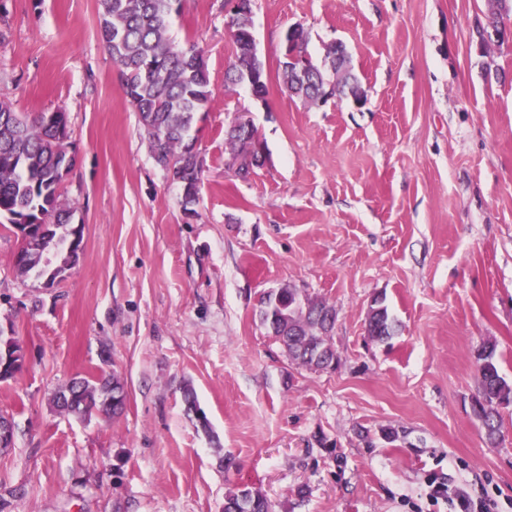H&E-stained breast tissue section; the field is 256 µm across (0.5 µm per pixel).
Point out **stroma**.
<instances>
[{
	"label": "stroma",
	"instance_id": "35a3bbf8",
	"mask_svg": "<svg viewBox=\"0 0 512 512\" xmlns=\"http://www.w3.org/2000/svg\"><path fill=\"white\" fill-rule=\"evenodd\" d=\"M223 4L182 0L172 19L212 89L188 214L119 88L97 0H0V96L68 115L62 191L84 225L50 288L20 279L0 227V329L25 354L0 382L15 424L0 512H222L245 488L275 512H448L431 479L512 512V406L495 445L472 412L483 342L512 382V39L479 52L485 0H254L259 101L224 86ZM295 24L314 59L345 46L365 104L282 92ZM241 113L264 154L245 180L225 166ZM286 285L335 307L336 369L292 364L262 324L261 297ZM378 297L398 323L386 343L364 328ZM103 371L125 382L121 416L53 407Z\"/></svg>",
	"mask_w": 512,
	"mask_h": 512
}]
</instances>
